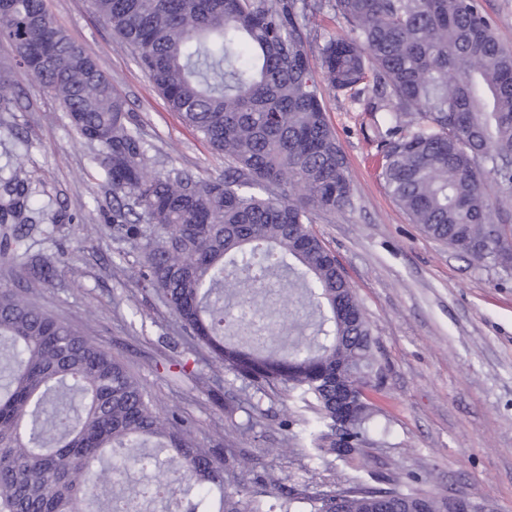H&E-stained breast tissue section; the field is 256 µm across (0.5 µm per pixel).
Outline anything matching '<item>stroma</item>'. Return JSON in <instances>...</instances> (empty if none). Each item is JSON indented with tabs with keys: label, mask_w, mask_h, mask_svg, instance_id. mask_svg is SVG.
<instances>
[{
	"label": "stroma",
	"mask_w": 512,
	"mask_h": 512,
	"mask_svg": "<svg viewBox=\"0 0 512 512\" xmlns=\"http://www.w3.org/2000/svg\"><path fill=\"white\" fill-rule=\"evenodd\" d=\"M46 7L126 99L154 171L223 174V155L169 109L91 0H46ZM9 91L19 108L0 113V176L25 169L44 214L39 232L15 254L0 255V284L117 356L160 410H178L192 422L201 447L235 449L247 462L246 479L264 482L270 498L305 484L330 489L343 463L290 447L283 426L311 410L284 395L251 408L253 388L230 374L220 385L203 383L217 369L209 351L186 333L160 292L143 287L137 249L105 225L112 190L94 147L24 68L14 67ZM324 97L353 195L312 229L355 289L386 364L359 475L394 477L512 512V275L461 258L411 223L380 175L377 115L347 95ZM61 253L67 260L54 279H41L33 260Z\"/></svg>",
	"instance_id": "obj_1"
}]
</instances>
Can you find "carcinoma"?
<instances>
[{
    "label": "carcinoma",
    "mask_w": 512,
    "mask_h": 512,
    "mask_svg": "<svg viewBox=\"0 0 512 512\" xmlns=\"http://www.w3.org/2000/svg\"><path fill=\"white\" fill-rule=\"evenodd\" d=\"M150 82L211 149L224 174L150 170L149 146L96 58L44 0H0V40L54 92L97 148L112 190L107 223L136 243L144 287L220 368L257 393L314 411L304 434L319 458L364 456L377 415L366 392L386 366L352 286L313 233L319 213L350 204L346 156L324 90L367 96L387 113L381 176L429 237L487 268L512 269V51L479 0H334L350 26L312 62L320 0H93ZM0 68V112L17 110ZM497 186L490 197L487 180ZM0 242L22 245L34 216L27 174L3 182ZM295 277L321 308L313 336L290 350L232 340L224 289ZM0 512H85L104 486L150 469L148 493L178 512H449L451 497L368 486L291 488L275 504L242 461L197 446L182 415L158 409L124 363L71 325L0 288Z\"/></svg>",
    "instance_id": "1"
}]
</instances>
